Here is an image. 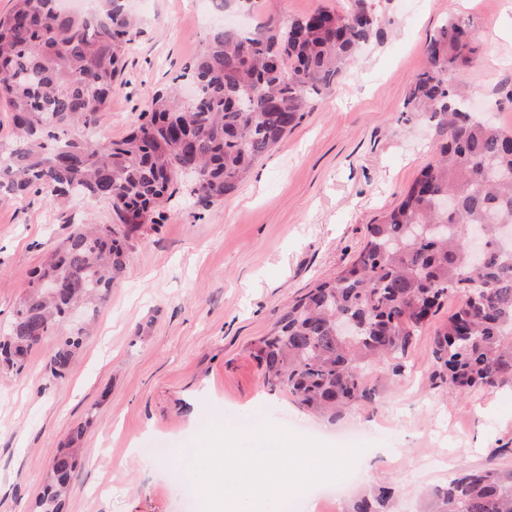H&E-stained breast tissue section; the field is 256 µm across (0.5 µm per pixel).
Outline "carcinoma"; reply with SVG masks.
<instances>
[{"instance_id":"cac0c4a2","label":"carcinoma","mask_w":512,"mask_h":512,"mask_svg":"<svg viewBox=\"0 0 512 512\" xmlns=\"http://www.w3.org/2000/svg\"><path fill=\"white\" fill-rule=\"evenodd\" d=\"M136 23L126 0H97L88 14L59 0H14L0 16V101L14 140L0 144V190L108 201L116 224H77L32 273L6 333L0 360L21 367L30 336L52 334L68 311L97 313L123 271L133 240L159 225L169 190L193 166L190 195L224 200L252 166L301 119L309 95L329 89L360 44L378 32L364 0L323 8L288 24L274 18L248 35L216 27L192 66V98L152 96L120 141L96 136ZM480 46L451 21L426 48L408 100L447 130L402 201L366 226L356 259L295 298L251 344L264 384L309 412L336 418L370 401L367 370L402 359L450 298L456 305L432 339L434 376L457 397L512 376V131L479 120L460 71ZM84 330L61 340L51 373L62 377ZM57 449L37 501L59 512L81 449ZM395 491L375 485L352 512H392ZM431 512H512V470L468 469L425 493Z\"/></svg>"}]
</instances>
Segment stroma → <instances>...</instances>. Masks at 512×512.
Returning <instances> with one entry per match:
<instances>
[{"instance_id": "stroma-1", "label": "stroma", "mask_w": 512, "mask_h": 512, "mask_svg": "<svg viewBox=\"0 0 512 512\" xmlns=\"http://www.w3.org/2000/svg\"><path fill=\"white\" fill-rule=\"evenodd\" d=\"M345 4L249 0L243 14L217 11L211 0H128L140 26L100 137L124 138L155 92L189 91L188 68L213 27L251 30L270 17L285 22ZM366 6L380 37L233 193L204 205L176 190L158 229L136 240L65 377L50 371L65 324L32 348L21 370L0 367V512H38L55 451L77 430L83 452L66 512H178L186 464L213 426L267 422L337 446L357 430L353 442L365 447L358 466L391 481L396 512H424L421 492L461 469L512 468V378L461 397L433 380L431 338L452 304L414 341L402 374L374 366V400L332 423L269 390L249 354L282 308L356 257L367 225L398 205L433 160L444 131L409 111L407 99L427 43L448 21L469 23L480 37L461 74L477 111L512 130V0ZM115 221L104 200L0 191V328L71 225Z\"/></svg>"}]
</instances>
